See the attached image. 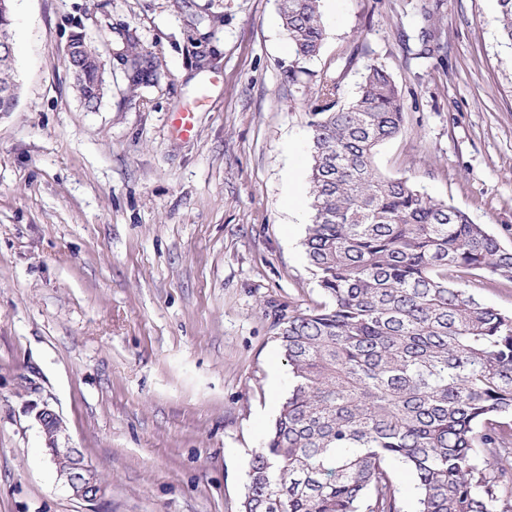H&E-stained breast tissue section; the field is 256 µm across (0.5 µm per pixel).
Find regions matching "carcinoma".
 Here are the masks:
<instances>
[{"label": "carcinoma", "instance_id": "carcinoma-1", "mask_svg": "<svg viewBox=\"0 0 512 512\" xmlns=\"http://www.w3.org/2000/svg\"><path fill=\"white\" fill-rule=\"evenodd\" d=\"M512 42V0H498ZM293 77L325 39L320 0H278ZM130 96L160 62L125 30ZM100 55L68 62L92 111L105 95ZM0 54V91L14 86ZM323 81L312 112L313 216L303 242L325 296L281 315L277 340L292 374L261 448L250 459L238 512H404L393 467L415 480V512H512V314L471 288L512 282V248L482 224L381 174L377 149L401 128L390 75L371 64L358 94Z\"/></svg>", "mask_w": 512, "mask_h": 512}]
</instances>
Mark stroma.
<instances>
[{
  "label": "stroma",
  "instance_id": "1",
  "mask_svg": "<svg viewBox=\"0 0 512 512\" xmlns=\"http://www.w3.org/2000/svg\"><path fill=\"white\" fill-rule=\"evenodd\" d=\"M326 38L297 78L277 0H13L15 111L0 112V512H238L291 375L280 315L324 296L311 112L392 77L400 133L375 162L512 248V43L497 0H320ZM204 24H196L198 16ZM128 27L161 62L88 111L72 32ZM193 116L183 137L173 115ZM82 449L106 485L74 498L45 452Z\"/></svg>",
  "mask_w": 512,
  "mask_h": 512
}]
</instances>
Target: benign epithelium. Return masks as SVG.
Returning <instances> with one entry per match:
<instances>
[{"label":"benign epithelium","mask_w":512,"mask_h":512,"mask_svg":"<svg viewBox=\"0 0 512 512\" xmlns=\"http://www.w3.org/2000/svg\"><path fill=\"white\" fill-rule=\"evenodd\" d=\"M36 419L47 438L46 452L57 475L69 487L72 495L86 502L101 498L106 486L89 464L83 451L79 448L61 447L56 443L58 435L64 430L61 417L45 404L37 412Z\"/></svg>","instance_id":"7a95c632"}]
</instances>
